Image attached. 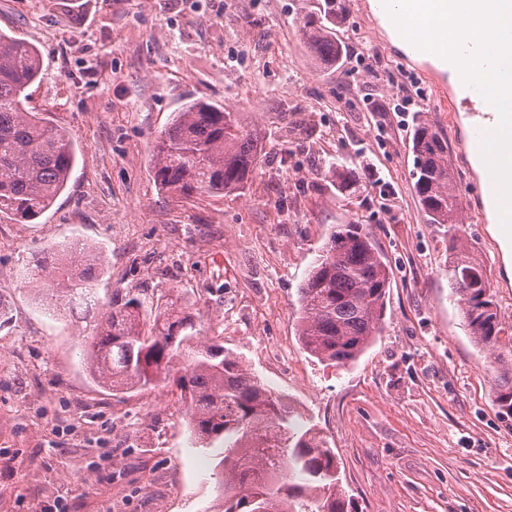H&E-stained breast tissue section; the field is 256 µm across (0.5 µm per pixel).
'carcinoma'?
<instances>
[{
    "label": "carcinoma",
    "mask_w": 512,
    "mask_h": 512,
    "mask_svg": "<svg viewBox=\"0 0 512 512\" xmlns=\"http://www.w3.org/2000/svg\"><path fill=\"white\" fill-rule=\"evenodd\" d=\"M304 18L302 32L315 56L339 58L336 3ZM41 74L40 53L0 33V211L32 221L66 188L77 159L71 134L24 107L26 90ZM259 134L240 114L204 101L185 104L156 144L154 181L178 198L224 196L241 189L257 157ZM414 189L432 224L461 229L448 141L427 123L413 132ZM342 190L357 187L351 169L331 163ZM64 257L54 248L36 263L37 277L54 285L63 307L93 313L83 364L99 386L131 392L173 384L187 405L197 444H224L218 462L217 512H349L339 486L336 452L312 429L294 430L286 407L234 353L199 341L194 315L177 299L146 306L138 299L100 306L95 283L101 257L76 242ZM471 335L495 354L494 402L512 415V325L502 324L486 268L459 251L448 266ZM390 274L365 224H340L300 288L299 340L327 366L356 361L381 332ZM487 293L484 300L479 294Z\"/></svg>",
    "instance_id": "obj_1"
}]
</instances>
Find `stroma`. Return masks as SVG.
<instances>
[{"instance_id":"stroma-1","label":"stroma","mask_w":512,"mask_h":512,"mask_svg":"<svg viewBox=\"0 0 512 512\" xmlns=\"http://www.w3.org/2000/svg\"><path fill=\"white\" fill-rule=\"evenodd\" d=\"M336 21L344 56L302 37L315 0H0V31L36 46L25 107L78 147L65 191L29 222L0 212V512H215L219 447L200 451L177 390L113 393L82 363L88 322L40 305L22 270L46 247L99 249V298L178 291L218 342L334 448L354 512H512V415L496 364L453 295L454 250L483 262L512 325L505 246L458 114L402 59L360 0ZM238 112L260 134L245 187L175 199L151 177L157 139L187 102ZM448 139L462 231L427 223L412 135ZM362 176L352 194L334 161ZM368 225L390 268L383 330L333 367L302 348L299 288L340 224ZM287 360L272 361L271 344Z\"/></svg>"}]
</instances>
